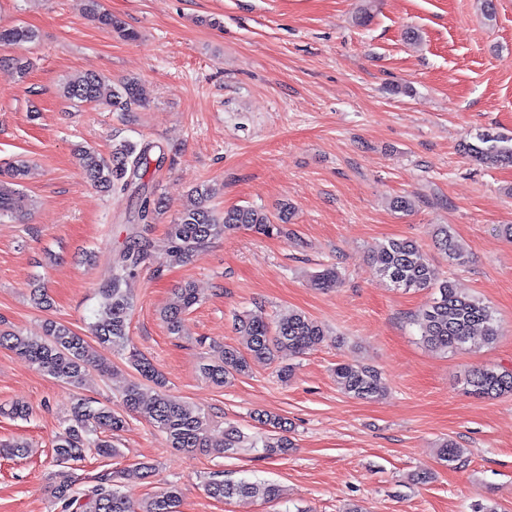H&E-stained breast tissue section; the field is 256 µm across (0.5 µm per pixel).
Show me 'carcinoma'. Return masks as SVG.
I'll return each instance as SVG.
<instances>
[{
	"label": "carcinoma",
	"mask_w": 512,
	"mask_h": 512,
	"mask_svg": "<svg viewBox=\"0 0 512 512\" xmlns=\"http://www.w3.org/2000/svg\"><path fill=\"white\" fill-rule=\"evenodd\" d=\"M89 3L91 18L99 25L122 28L121 21L99 10L98 0H89ZM33 38L34 33L29 29L5 28L0 30V47L20 45ZM104 90L105 83L100 76L83 74L69 79L62 87V95L69 101L86 104L105 97L115 112H130L141 100L139 84L135 80L124 82L107 95ZM476 139L477 143L463 146L473 161L512 166V137L487 132L478 134ZM151 149L148 144L140 146L124 140L113 144L106 158L92 147H82L79 156L83 176L101 192H125L133 179H141L148 173ZM28 175L29 166L25 163L8 164L7 178L0 180L1 217L17 214L30 205V199L21 189V183ZM215 195L216 189L208 184L191 191L188 204L168 227L169 253L191 256L210 241L239 229L266 236L285 232L283 223L291 215L288 207L280 211L279 224L264 211L252 207L228 209L219 216L210 207ZM159 210V201L146 199L138 211V218L143 224H151ZM436 244L451 263L462 266L469 261V257L458 249L448 226L439 227ZM151 248L150 240L143 235L131 237L115 261L112 278L97 289L101 302L97 320L90 329L98 343L118 351L129 345V326L135 308L132 284L141 267L152 258ZM373 264L377 272L398 289L434 291L435 297L416 319L423 342L446 352L466 350L475 342L474 329L480 325L484 328V343L496 341L499 331L492 308L478 298L458 292L452 281L440 278L415 241L389 240L373 255ZM197 303L198 296L191 285L175 289L163 310L169 333L177 335L181 332L183 316ZM235 328L239 335L247 337L246 350L226 347L203 367V377L217 386H226L247 374L253 361H270L281 348L302 354L310 344L326 335L322 323L302 311H293L274 323L242 314L236 318ZM0 347L14 351L39 370L74 387L82 385L86 371L91 367L102 373L112 369L109 362L96 355L84 336L53 319L46 322L44 334L38 337L1 328ZM131 363L139 378L125 387L118 406L99 405L86 398H78L72 405L68 435L54 446L55 462L62 470L56 474L52 497L60 506V512H180L181 492L174 484L167 485L139 505L130 502L118 490V471L102 474L94 485L85 489L74 487L66 467L82 460L88 450L103 458L117 456L118 449L114 448L108 434L123 430L127 413L138 414L165 436L169 447L192 456L212 452L234 454L257 447L263 448L267 456H276L293 448L285 435L283 419L267 413L257 417L265 427V433L251 436L230 425L224 430V444L214 447L209 437V417L165 394L162 391L165 379L147 358L133 353ZM334 378L338 387L353 398L373 400L381 394L379 373L370 366L340 362L334 369ZM467 386L471 393L481 397L512 394V371L475 369L467 378ZM464 453L465 449L446 440L440 446L439 456L453 466L462 462ZM205 491L216 499L251 496L275 500L281 496V489L274 483L226 480L220 473L209 477Z\"/></svg>",
	"instance_id": "obj_1"
}]
</instances>
